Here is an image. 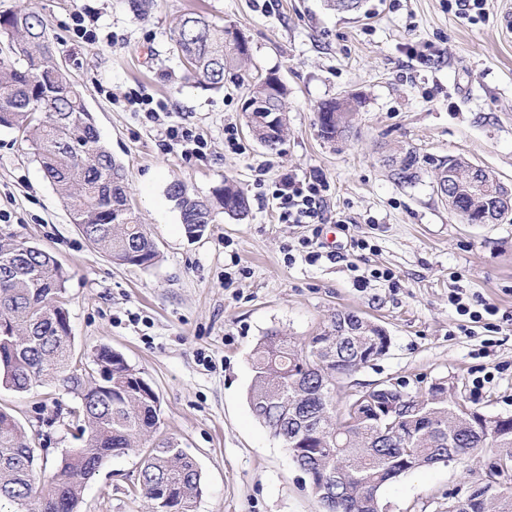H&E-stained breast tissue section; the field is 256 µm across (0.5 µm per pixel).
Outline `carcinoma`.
Wrapping results in <instances>:
<instances>
[{
  "label": "carcinoma",
  "mask_w": 512,
  "mask_h": 512,
  "mask_svg": "<svg viewBox=\"0 0 512 512\" xmlns=\"http://www.w3.org/2000/svg\"><path fill=\"white\" fill-rule=\"evenodd\" d=\"M0 38L12 50L0 53V128L24 135L29 154L69 211L71 223L97 250L118 265L149 267L158 258L155 241L128 197L124 166L101 141L91 112L60 67L58 50L42 13L24 5L0 14ZM177 54L190 68L186 78L210 89H224L226 77H239L248 57L240 55L236 33L207 17L181 16L172 29ZM285 85L276 94L261 78L249 89L257 105L247 113L252 135L274 151L286 125ZM357 107L348 99L322 103L317 112L320 135L333 141L350 127ZM434 180L455 172L460 184L473 175L460 156L436 159L414 148L389 159L391 178L412 185L424 167ZM168 195L180 210L182 224L196 237L215 221L217 211L230 216L248 213L241 188L226 180L210 198L188 196L180 183ZM460 223L484 219L486 197L461 196ZM67 274L47 250L25 243H0V386L25 393L59 385L80 399L69 411L84 438L83 446L65 456L49 480L37 474V449L14 416L0 409V507L12 512H75L86 482L112 457L143 448L134 492L148 512L163 498L176 512H195L202 493V475L195 460L173 442L156 436L159 397L127 364L123 355L100 347L94 363L105 367L109 384L103 390L92 373L74 358L66 303ZM384 328L351 310H339L309 343L298 345L277 330L268 331L252 354L253 381L248 400L254 416L280 438L294 463L313 475L311 493L325 512H375L374 497L382 487L411 470L451 459H467L494 449L499 470L512 471V425L492 430L484 413L447 400L412 406L396 424L411 434L404 444L385 436L386 426L370 415L369 396L392 389L390 383L351 395L336 406V374L358 369L359 354L374 348ZM326 349L321 359L306 355L314 345ZM490 503L470 499L454 512H512V489L498 487Z\"/></svg>",
  "instance_id": "carcinoma-1"
}]
</instances>
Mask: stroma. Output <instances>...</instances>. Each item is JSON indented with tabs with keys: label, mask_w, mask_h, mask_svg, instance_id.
<instances>
[{
	"label": "stroma",
	"mask_w": 512,
	"mask_h": 512,
	"mask_svg": "<svg viewBox=\"0 0 512 512\" xmlns=\"http://www.w3.org/2000/svg\"><path fill=\"white\" fill-rule=\"evenodd\" d=\"M82 92L102 141L125 167L133 207L154 239L150 267L114 264L70 216L20 133L0 129V239L47 249L68 274L76 357L99 347L124 356L156 391L158 434L192 455L203 491L196 512H323L283 442L252 414L251 355L272 329L314 336L350 309L383 326L387 352L344 381L352 394L383 381L414 393L446 382L451 400L512 416V326L468 323L448 300L464 289L512 312V219L462 224L431 172L412 186L384 164L402 148L461 156L512 183V0H487L470 23L455 0H362L358 11L326 0H152L145 17L128 0H34ZM96 18L82 38L75 12ZM208 16L240 31L250 60L244 84L210 90L185 80L172 50L176 19ZM275 73L288 87L278 151L247 128V84ZM356 94L352 127L321 138L319 105ZM149 96L169 122L201 135L202 154L170 146L163 126L127 99ZM234 127L239 150L225 142ZM327 185L323 220L283 224L271 193L283 174ZM246 193L244 218L219 214L189 238L167 194L211 197L224 180ZM77 397L55 388L19 394L0 386V407L24 428L48 467L82 447L66 416ZM138 455L108 458L88 480L77 512H147L130 494ZM485 459L440 462L388 483L387 512H448Z\"/></svg>",
	"instance_id": "1"
}]
</instances>
